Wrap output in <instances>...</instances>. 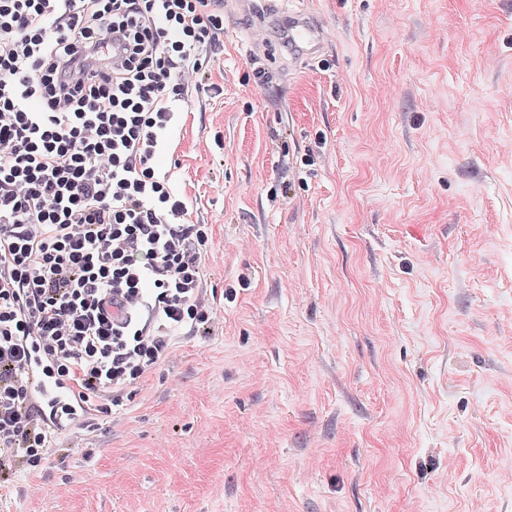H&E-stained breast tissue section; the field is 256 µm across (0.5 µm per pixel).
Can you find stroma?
<instances>
[{
  "label": "stroma",
  "instance_id": "stroma-1",
  "mask_svg": "<svg viewBox=\"0 0 512 512\" xmlns=\"http://www.w3.org/2000/svg\"><path fill=\"white\" fill-rule=\"evenodd\" d=\"M272 9L224 0L158 159L223 321L0 512H512V0ZM325 37L324 29L318 26L298 23L288 30L290 43L301 46L304 51L314 54L322 45Z\"/></svg>",
  "mask_w": 512,
  "mask_h": 512
}]
</instances>
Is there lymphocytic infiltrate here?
<instances>
[{"mask_svg": "<svg viewBox=\"0 0 512 512\" xmlns=\"http://www.w3.org/2000/svg\"><path fill=\"white\" fill-rule=\"evenodd\" d=\"M223 33L219 0H0V483L217 318L154 160Z\"/></svg>", "mask_w": 512, "mask_h": 512, "instance_id": "1", "label": "lymphocytic infiltrate"}]
</instances>
